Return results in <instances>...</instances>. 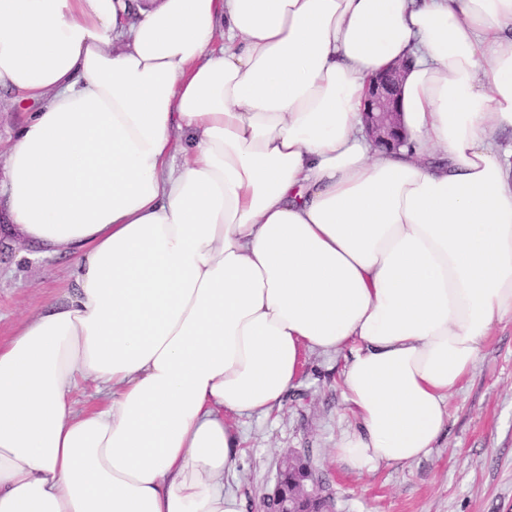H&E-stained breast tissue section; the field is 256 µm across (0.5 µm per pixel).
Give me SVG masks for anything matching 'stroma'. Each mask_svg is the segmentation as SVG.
I'll use <instances>...</instances> for the list:
<instances>
[{"label":"stroma","instance_id":"1","mask_svg":"<svg viewBox=\"0 0 512 512\" xmlns=\"http://www.w3.org/2000/svg\"><path fill=\"white\" fill-rule=\"evenodd\" d=\"M72 261L44 256L7 231L0 212V340L17 322L60 297ZM340 363L308 355L296 388L262 419L236 426L243 451L225 487L243 512H263L285 460L308 463L331 498L330 512H512V322L498 324L462 390L450 398L448 425L431 455L358 474L332 450L351 418Z\"/></svg>","mask_w":512,"mask_h":512}]
</instances>
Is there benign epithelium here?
<instances>
[{
  "mask_svg": "<svg viewBox=\"0 0 512 512\" xmlns=\"http://www.w3.org/2000/svg\"><path fill=\"white\" fill-rule=\"evenodd\" d=\"M404 66H396L376 77L370 84L365 99L364 115L366 128L377 142L386 144L399 142L400 130L397 100L401 94ZM322 503L315 484L299 485L292 492L276 488L275 493L264 503L265 512H323L314 507Z\"/></svg>",
  "mask_w": 512,
  "mask_h": 512,
  "instance_id": "7a95c632",
  "label": "benign epithelium"
}]
</instances>
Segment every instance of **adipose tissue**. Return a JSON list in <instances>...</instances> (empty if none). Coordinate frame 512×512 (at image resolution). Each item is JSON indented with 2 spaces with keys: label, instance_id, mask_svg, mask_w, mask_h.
I'll return each instance as SVG.
<instances>
[{
  "label": "adipose tissue",
  "instance_id": "1",
  "mask_svg": "<svg viewBox=\"0 0 512 512\" xmlns=\"http://www.w3.org/2000/svg\"><path fill=\"white\" fill-rule=\"evenodd\" d=\"M1 87L36 109L0 207L75 271L0 341V512H241L230 419L313 351L337 459L430 454L512 321V0H0ZM404 65L391 68L370 84L364 104L366 128L377 142L399 143L397 100L401 94Z\"/></svg>",
  "mask_w": 512,
  "mask_h": 512
}]
</instances>
